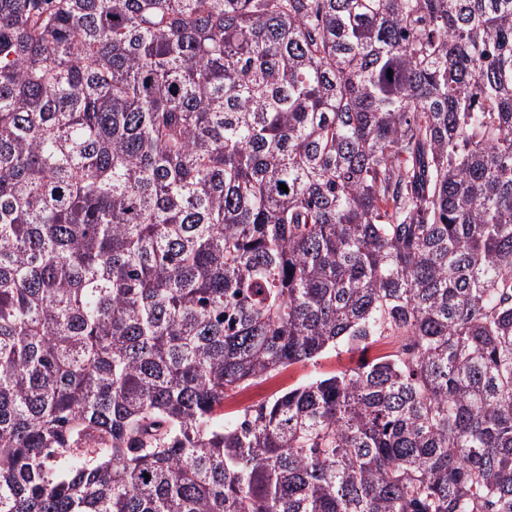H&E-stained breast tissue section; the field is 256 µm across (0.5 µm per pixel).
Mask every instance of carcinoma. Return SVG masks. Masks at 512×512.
Returning <instances> with one entry per match:
<instances>
[{
  "instance_id": "1",
  "label": "carcinoma",
  "mask_w": 512,
  "mask_h": 512,
  "mask_svg": "<svg viewBox=\"0 0 512 512\" xmlns=\"http://www.w3.org/2000/svg\"><path fill=\"white\" fill-rule=\"evenodd\" d=\"M0 512H512V0H0ZM359 353L331 352L317 364H298L289 367L265 381L241 387L236 393L224 400L222 412L226 416L234 417L238 411L259 405L270 400L276 394L288 390L296 384L305 382L320 373L336 371L354 364Z\"/></svg>"
}]
</instances>
